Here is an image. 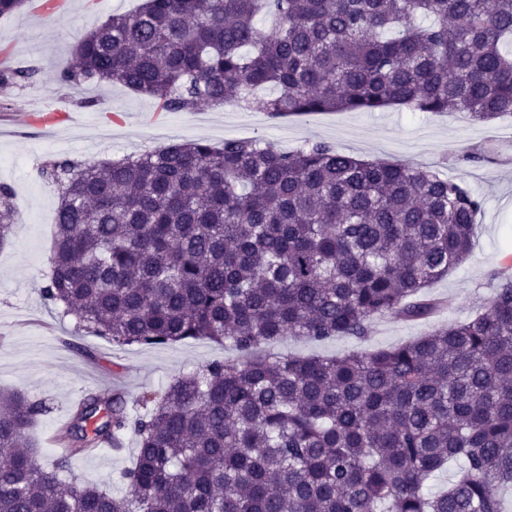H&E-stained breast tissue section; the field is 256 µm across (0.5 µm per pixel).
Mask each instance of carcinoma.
<instances>
[{
    "label": "carcinoma",
    "mask_w": 512,
    "mask_h": 512,
    "mask_svg": "<svg viewBox=\"0 0 512 512\" xmlns=\"http://www.w3.org/2000/svg\"><path fill=\"white\" fill-rule=\"evenodd\" d=\"M272 26L264 30L257 18ZM512 0H144L75 45L65 83L123 85L167 111L255 105L512 117ZM33 69L0 71V87ZM274 87L277 94L256 97ZM60 196L43 299L116 346L200 338L248 354L133 400L92 393L42 463L44 399L0 391V512H504L512 487V273L472 317L333 357L250 356L287 337L362 339L429 319L425 288L471 253L482 202L428 168L328 143L172 144L51 161ZM15 221L0 185V246ZM126 490L73 461L126 432ZM454 480L430 482L448 461Z\"/></svg>",
    "instance_id": "carcinoma-1"
}]
</instances>
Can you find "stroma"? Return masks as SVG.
<instances>
[{
	"label": "stroma",
	"instance_id": "1",
	"mask_svg": "<svg viewBox=\"0 0 512 512\" xmlns=\"http://www.w3.org/2000/svg\"><path fill=\"white\" fill-rule=\"evenodd\" d=\"M140 2L64 0L57 14L35 13L28 4L0 17V47L9 51L0 69L36 71L30 82L0 89V184L14 192L17 220L10 242L0 247V388L50 403L34 429L48 462L56 456L49 435L88 391L116 388L132 400L142 390L164 389L174 375L237 357L238 351L205 339L119 348L77 331L72 317L45 303L41 271L51 253L58 207L56 190L41 175L47 161L109 162L175 142L218 145L236 137H260L284 151L320 141L357 157L434 166L482 199L471 255L424 292L439 304L430 323L378 317L365 338H286L267 345L271 354L335 356L408 342L429 325L466 319L492 296L497 273L512 268V121L477 123L462 113L395 108L280 117L235 105L168 112L155 121L157 103L124 86L61 82L76 42L108 16L135 11ZM30 108L59 110V119L46 129L28 125L24 113ZM476 151L485 152V160L466 161V154ZM123 445L119 452L76 460L75 471L88 482L121 491L116 477L134 462L133 434L125 435Z\"/></svg>",
	"mask_w": 512,
	"mask_h": 512
}]
</instances>
